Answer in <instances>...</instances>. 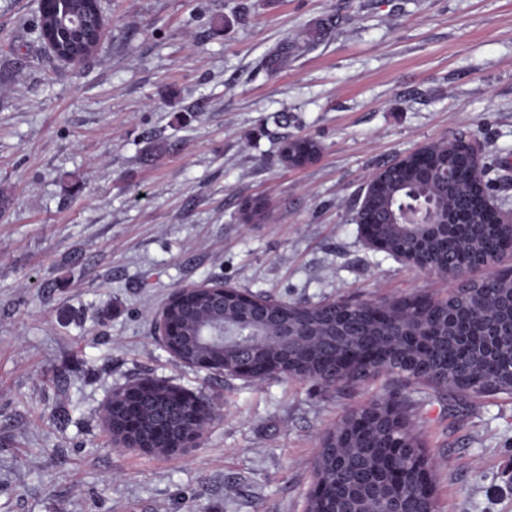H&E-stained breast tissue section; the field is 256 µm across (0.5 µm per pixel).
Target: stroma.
Segmentation results:
<instances>
[{"instance_id": "obj_1", "label": "stroma", "mask_w": 512, "mask_h": 512, "mask_svg": "<svg viewBox=\"0 0 512 512\" xmlns=\"http://www.w3.org/2000/svg\"><path fill=\"white\" fill-rule=\"evenodd\" d=\"M39 3L0 0V512H305L323 435L390 396L439 512H512V395L255 382L175 361L154 330L202 282L301 305L446 295L355 218L377 168L460 135L512 212V0H103L107 38L76 66L32 32ZM296 136L320 152L291 168ZM143 379L216 404L200 447H114L102 408Z\"/></svg>"}]
</instances>
